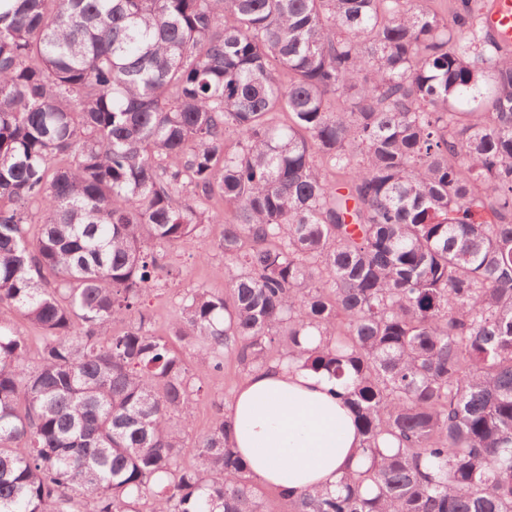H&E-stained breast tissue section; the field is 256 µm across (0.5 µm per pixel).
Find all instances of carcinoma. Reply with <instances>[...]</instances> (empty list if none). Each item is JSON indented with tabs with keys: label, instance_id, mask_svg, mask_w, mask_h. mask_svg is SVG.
<instances>
[{
	"label": "carcinoma",
	"instance_id": "obj_1",
	"mask_svg": "<svg viewBox=\"0 0 512 512\" xmlns=\"http://www.w3.org/2000/svg\"><path fill=\"white\" fill-rule=\"evenodd\" d=\"M449 14L0 0V308L42 332L31 366L0 324V512H266L231 423L179 425L192 370L285 361L342 380L368 462L290 512H512V50ZM215 201L224 292L157 336Z\"/></svg>",
	"mask_w": 512,
	"mask_h": 512
}]
</instances>
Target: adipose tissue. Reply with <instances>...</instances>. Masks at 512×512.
I'll use <instances>...</instances> for the list:
<instances>
[{
  "mask_svg": "<svg viewBox=\"0 0 512 512\" xmlns=\"http://www.w3.org/2000/svg\"><path fill=\"white\" fill-rule=\"evenodd\" d=\"M251 476L273 489L335 488L362 436L328 376L276 364L247 375L225 407Z\"/></svg>",
  "mask_w": 512,
  "mask_h": 512,
  "instance_id": "adipose-tissue-1",
  "label": "adipose tissue"
}]
</instances>
